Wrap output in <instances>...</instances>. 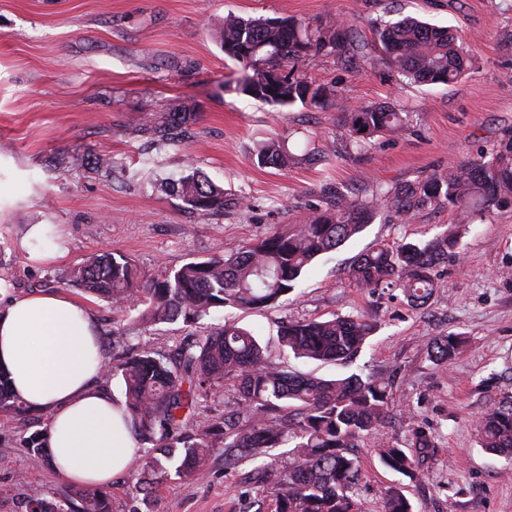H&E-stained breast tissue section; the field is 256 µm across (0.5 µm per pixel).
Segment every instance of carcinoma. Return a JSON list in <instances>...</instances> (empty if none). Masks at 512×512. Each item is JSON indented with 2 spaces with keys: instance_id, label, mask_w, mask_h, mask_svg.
I'll use <instances>...</instances> for the list:
<instances>
[{
  "instance_id": "cac0c4a2",
  "label": "carcinoma",
  "mask_w": 512,
  "mask_h": 512,
  "mask_svg": "<svg viewBox=\"0 0 512 512\" xmlns=\"http://www.w3.org/2000/svg\"><path fill=\"white\" fill-rule=\"evenodd\" d=\"M374 40L360 33L356 21L329 18L315 25L296 16L224 17L217 38L224 56L242 68L238 90L279 107L300 104L334 109L342 129L338 155L363 151L377 135H397L406 128L405 111L389 103L352 104L336 87L317 83L307 62L332 57L355 75L389 70L410 83L454 85L478 68L462 38L413 16L369 21ZM193 112L148 116L137 131L158 146L175 145L189 134ZM260 167L282 169L294 159L285 142L270 139L256 149ZM165 186L190 209L203 215L228 207L249 208L248 200L230 198L224 188L194 169ZM512 206V132L492 147L466 155L448 171L379 190L368 198L335 195L290 229L272 231L242 248L146 277L121 255L104 252L79 264L62 278L67 286L93 293L122 312L141 305L135 321L147 330L179 319L192 326L221 308L259 310L294 290L305 269L362 231L375 211L387 208L401 219L411 213L448 208L457 223L472 224ZM458 236L443 235L423 245L381 244L362 254L347 279L361 290L400 287L408 304L424 307L441 287L436 267L457 248ZM375 331L363 317H334L288 322L278 331L280 352L296 360L353 361ZM461 339L450 333L427 344L435 364L452 361ZM106 376H121L125 407L140 440L156 454L129 464L134 493L128 512H156L158 490L171 477L206 475L215 449H222L224 470L249 463L241 484L271 497L272 512H361L355 499L359 466L358 439L382 425L389 414L385 382L357 375L324 379L274 365L267 347L247 329L224 323L182 344L179 360L131 346L105 363ZM233 382L236 407L202 417L196 414L208 396ZM30 411L0 372V415L9 423ZM480 445L512 457V403L485 412L478 420ZM288 447L283 452L281 448ZM434 447L430 432L412 430L407 448L385 443L382 464L410 480ZM21 512H113L112 496L101 490L73 488L59 503L31 498ZM384 512H413L400 489L386 494Z\"/></svg>"
}]
</instances>
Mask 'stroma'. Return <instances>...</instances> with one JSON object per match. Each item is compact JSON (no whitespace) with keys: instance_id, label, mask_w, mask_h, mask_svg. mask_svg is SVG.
<instances>
[{"instance_id":"1","label":"stroma","mask_w":512,"mask_h":512,"mask_svg":"<svg viewBox=\"0 0 512 512\" xmlns=\"http://www.w3.org/2000/svg\"><path fill=\"white\" fill-rule=\"evenodd\" d=\"M455 28L477 55L479 69L452 85L400 83L386 72L355 77L334 59L308 70L353 103L391 102L408 112V129L371 140L358 157L333 154L337 113L272 106L241 94L240 68L225 58L215 30L227 14L388 18L390 11ZM512 28L504 0H0V298L66 290L96 319L105 358L126 344L174 356L188 333L183 322L144 331L125 321L112 333L113 309L61 278L87 257L109 251L145 273L174 269L230 252L319 210L330 192L365 197L447 169L468 152L494 144L512 129ZM193 109L191 138L160 148L135 128L144 113ZM285 141L295 163L264 168L256 146ZM323 159L301 162L310 148ZM98 157L100 165H88ZM207 174L250 209L203 216L160 189L161 179ZM46 224L64 255L29 259L21 247L29 226ZM458 230L445 209L402 221L379 211L357 236L321 256L293 292L262 310L224 308L201 330L234 321L261 344L274 345L283 322L362 316L377 330L353 362H294L324 378L375 375L391 385L392 423L363 436L356 449L362 512H383L389 488L402 487L414 512H512V459L483 450L477 422L512 399V208L461 231L457 252L439 267L441 288L420 309L400 289L361 290L346 271L379 244L425 243ZM463 336L460 353L433 364L427 343ZM47 418L0 428V512H21L24 499L53 498L69 485L23 437ZM431 432L435 448L424 477L413 482L386 468L379 448L406 447L413 428ZM240 475L221 456L198 479L163 487L162 512H246L259 490L241 498Z\"/></svg>"}]
</instances>
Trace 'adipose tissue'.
Wrapping results in <instances>:
<instances>
[{
    "instance_id": "1",
    "label": "adipose tissue",
    "mask_w": 512,
    "mask_h": 512,
    "mask_svg": "<svg viewBox=\"0 0 512 512\" xmlns=\"http://www.w3.org/2000/svg\"><path fill=\"white\" fill-rule=\"evenodd\" d=\"M102 363L91 310L67 294L33 292L0 306V367L47 413L54 469L90 489L110 485L138 449L123 401L93 387Z\"/></svg>"
}]
</instances>
